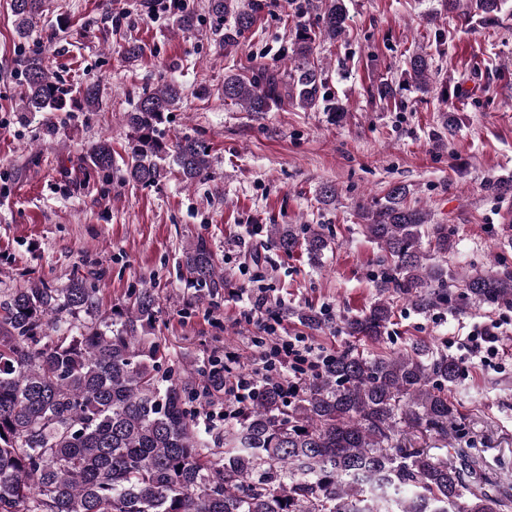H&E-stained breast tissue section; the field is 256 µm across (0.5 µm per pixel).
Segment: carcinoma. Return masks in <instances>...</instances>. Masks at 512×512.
<instances>
[{
    "mask_svg": "<svg viewBox=\"0 0 512 512\" xmlns=\"http://www.w3.org/2000/svg\"><path fill=\"white\" fill-rule=\"evenodd\" d=\"M507 0H443L448 12L467 7L493 25ZM45 0H11L15 29L29 36ZM266 0H208L218 20L232 19L224 45L236 44L265 11ZM314 24L293 36L288 72L258 67L249 76H224V100L248 112H269L285 102L304 110L319 104L324 69L308 62L314 44L334 41L345 28V0H321ZM432 55L415 54L409 75L426 83ZM23 112L93 111L96 85L64 87L42 50L22 61ZM181 102L173 82L143 91L124 113L130 129L123 178L144 185L177 167L183 183L204 178L209 144L184 134L172 142L159 125ZM93 167H115L111 140L89 149ZM409 189L392 185L384 202L361 212L365 235L390 261L380 291L393 287L414 306L452 302L457 281L466 300L512 302V274L490 267L453 274L427 264L422 247L448 254V225L431 223L407 206ZM268 233L286 253L303 249L316 262L331 238L318 224H272ZM182 267L198 302L223 276L203 239L185 248ZM98 288L73 278L63 288L42 280L0 295V512H509L512 492L489 480L480 461L459 448L437 457L401 444L402 428H423L448 441L460 419L448 385L459 361L410 349L364 357L345 351L329 358L299 385L294 400L278 382L263 383L250 408L214 435L194 425L190 396L197 372L180 371L150 335L158 309L152 288H141L112 316L98 314ZM390 317L380 299L345 322L348 335L378 342ZM211 397L224 391V366L202 373Z\"/></svg>",
    "mask_w": 512,
    "mask_h": 512,
    "instance_id": "1",
    "label": "carcinoma"
}]
</instances>
